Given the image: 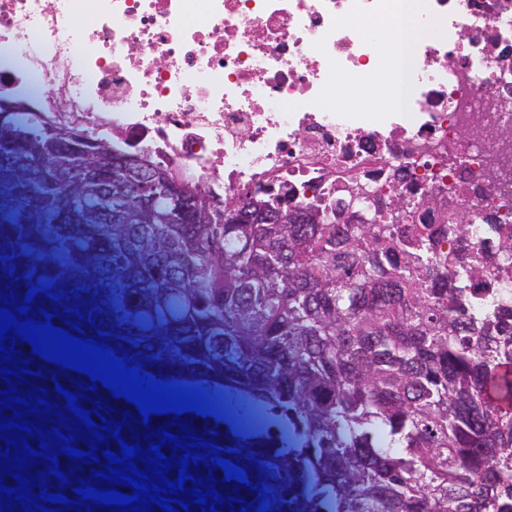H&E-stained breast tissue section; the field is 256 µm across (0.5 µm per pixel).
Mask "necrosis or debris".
<instances>
[{"mask_svg": "<svg viewBox=\"0 0 512 512\" xmlns=\"http://www.w3.org/2000/svg\"><path fill=\"white\" fill-rule=\"evenodd\" d=\"M421 31L396 42L406 9ZM392 41L389 57L376 44ZM382 82L390 104L336 100ZM294 205L456 182L474 226L512 158V0H0V95Z\"/></svg>", "mask_w": 512, "mask_h": 512, "instance_id": "1", "label": "necrosis or debris"}]
</instances>
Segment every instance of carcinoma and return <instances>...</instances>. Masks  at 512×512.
<instances>
[{
  "label": "carcinoma",
  "instance_id": "obj_1",
  "mask_svg": "<svg viewBox=\"0 0 512 512\" xmlns=\"http://www.w3.org/2000/svg\"><path fill=\"white\" fill-rule=\"evenodd\" d=\"M11 121L0 287L50 285L64 296L34 299V319L107 332L146 371L269 410L277 431L224 433L269 512H512L509 181L477 244L464 213L404 223L413 190L374 197L356 224L325 196L282 223L280 196L244 190L248 222L228 224L222 208L174 212L179 173L128 161L126 141L81 128L79 143L41 112Z\"/></svg>",
  "mask_w": 512,
  "mask_h": 512
}]
</instances>
